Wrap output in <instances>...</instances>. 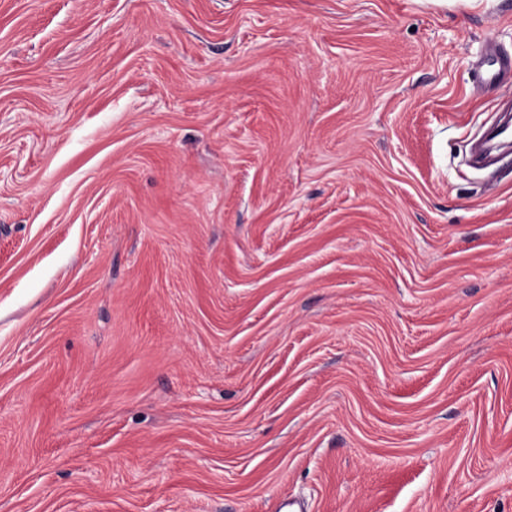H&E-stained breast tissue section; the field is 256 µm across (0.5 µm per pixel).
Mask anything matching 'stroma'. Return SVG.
I'll use <instances>...</instances> for the list:
<instances>
[{"label":"stroma","instance_id":"35a3bbf8","mask_svg":"<svg viewBox=\"0 0 512 512\" xmlns=\"http://www.w3.org/2000/svg\"><path fill=\"white\" fill-rule=\"evenodd\" d=\"M512 0H0V512H512Z\"/></svg>","mask_w":512,"mask_h":512}]
</instances>
